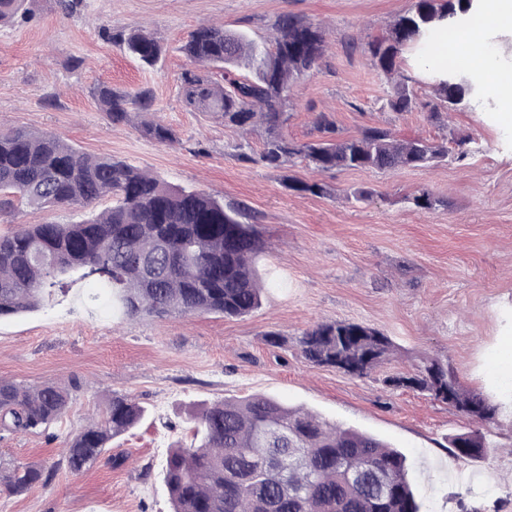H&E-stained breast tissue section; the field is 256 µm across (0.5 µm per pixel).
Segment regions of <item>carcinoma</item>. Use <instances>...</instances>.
Here are the masks:
<instances>
[{
	"mask_svg": "<svg viewBox=\"0 0 512 512\" xmlns=\"http://www.w3.org/2000/svg\"><path fill=\"white\" fill-rule=\"evenodd\" d=\"M23 0H0V24L27 18ZM471 0H414L386 36L372 43L374 64L397 72L399 51L435 21L470 12ZM128 54L152 68L164 48L149 32L133 28L114 37ZM195 64L182 73L188 105L212 112L224 125L246 133L265 128L258 159L279 168L301 158L318 171L399 168L429 169L448 161V147L426 139H398L390 129L369 126L342 136L328 116H318L320 139L294 142L283 133L291 86L324 56L320 26L285 14L275 23L271 46H259L245 34L210 22L200 24L181 45ZM244 66L252 77L239 78ZM222 71V81L211 68ZM468 77L448 71L435 88L439 106L455 110L468 94ZM101 112L113 124L130 113L150 112L153 93L99 83L91 90ZM417 104L414 89L401 83L389 101L395 112ZM143 133L161 143L175 140L161 122L144 124ZM287 187L324 195L318 182L289 180ZM0 200L13 198L35 208L88 206L112 198V207L78 224H33L0 234V317L36 309L68 289L66 277L106 280L124 315L222 314L245 316L261 305L262 288L254 273L262 242L242 222L245 207L203 191L170 185L156 176L110 157L84 154L47 132H0ZM35 247L57 255L53 265L33 259ZM301 353L311 364L368 375L392 351L390 339L368 326L326 321L303 331ZM393 387L426 391L477 424L449 440L455 457L484 460L493 443L482 426L493 422L499 406L480 393L461 388L454 371L437 359L416 374L388 380ZM71 399L55 384L27 387L0 380V432L26 433L61 418ZM144 408L114 393L103 418L66 439L65 462L73 473L92 468L106 443L134 427ZM190 444L172 448L163 479L172 512H421L408 477L406 457L378 437L342 428L303 408L285 406L264 395L218 400L194 419ZM55 469L30 465L0 467V494L19 495L32 485L48 484Z\"/></svg>",
	"mask_w": 512,
	"mask_h": 512,
	"instance_id": "carcinoma-1",
	"label": "carcinoma"
}]
</instances>
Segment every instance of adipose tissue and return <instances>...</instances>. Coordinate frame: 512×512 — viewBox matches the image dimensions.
Masks as SVG:
<instances>
[{"mask_svg": "<svg viewBox=\"0 0 512 512\" xmlns=\"http://www.w3.org/2000/svg\"><path fill=\"white\" fill-rule=\"evenodd\" d=\"M482 27H475V20ZM512 34V0H475L470 18L432 26L409 45L407 67L417 80L435 85L447 81L449 63H456L493 98L500 119L512 121V67L489 60L483 33L487 29Z\"/></svg>", "mask_w": 512, "mask_h": 512, "instance_id": "obj_1", "label": "adipose tissue"}]
</instances>
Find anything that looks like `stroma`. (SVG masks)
<instances>
[{
    "label": "stroma",
    "instance_id": "35a3bbf8",
    "mask_svg": "<svg viewBox=\"0 0 512 512\" xmlns=\"http://www.w3.org/2000/svg\"><path fill=\"white\" fill-rule=\"evenodd\" d=\"M413 0H26L29 21L0 27V131L55 134L80 151L109 156L225 203L247 206L266 249L256 259L261 306L219 314L124 317L111 285L74 280L35 311L0 318V379L69 388L67 412L49 428L0 433V461L55 467L49 485L0 495V512H171L163 466L169 448L191 440L190 417L224 398L262 394L328 421L375 435L408 459L423 512H512V414L491 427L488 460L451 455L448 438L469 419L430 396L387 386L430 358L448 361L464 389L493 404L512 397V377L495 356L512 334V126L494 112L467 108L434 119L431 85L409 79L418 96L408 112L386 101L393 83L371 61L369 45ZM294 14L321 26L329 48L293 86L288 139L317 135L320 114L341 135L368 126L400 139L453 146L468 155L432 169L320 172L303 161L270 168L238 155L239 130L186 106L181 75L191 63L181 44L203 22H217L259 44ZM143 27L165 46L152 68L112 39ZM99 83L150 88L154 109L111 124L89 90ZM163 121L165 144L140 125ZM327 186L323 196L288 190V178ZM364 191L354 199L353 191ZM429 192L441 206L417 210L408 196ZM0 211V233L31 224H75L111 207ZM358 322L388 336L394 351L369 375L311 365L300 334L322 321ZM145 409L112 439L111 460L71 473L65 437L100 420L113 394Z\"/></svg>",
    "mask_w": 512,
    "mask_h": 512
}]
</instances>
